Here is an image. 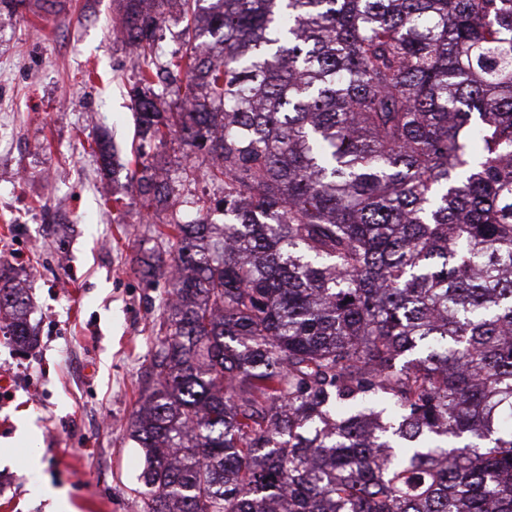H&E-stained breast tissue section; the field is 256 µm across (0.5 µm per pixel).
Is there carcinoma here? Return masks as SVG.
Segmentation results:
<instances>
[{"label":"carcinoma","instance_id":"carcinoma-1","mask_svg":"<svg viewBox=\"0 0 512 512\" xmlns=\"http://www.w3.org/2000/svg\"><path fill=\"white\" fill-rule=\"evenodd\" d=\"M119 2L138 137L186 146L129 180L224 212L158 230L144 512H512V0ZM184 26L181 22L179 14L175 8L170 9V13L166 16V23L163 27V39L161 44V53L158 63H163L170 57L173 50L178 48L180 43V32Z\"/></svg>","mask_w":512,"mask_h":512}]
</instances>
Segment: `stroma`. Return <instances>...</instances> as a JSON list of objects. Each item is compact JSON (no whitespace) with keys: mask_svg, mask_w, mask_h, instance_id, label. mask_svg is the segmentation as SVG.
Listing matches in <instances>:
<instances>
[{"mask_svg":"<svg viewBox=\"0 0 512 512\" xmlns=\"http://www.w3.org/2000/svg\"><path fill=\"white\" fill-rule=\"evenodd\" d=\"M70 2L0 11V259L36 331L24 349L0 336V512H143L128 428L169 283L138 266L180 204L147 213L125 175L104 184L91 145L106 129L130 159L136 63L112 33L116 0ZM23 423L32 443L15 439Z\"/></svg>","mask_w":512,"mask_h":512,"instance_id":"stroma-1","label":"stroma"}]
</instances>
